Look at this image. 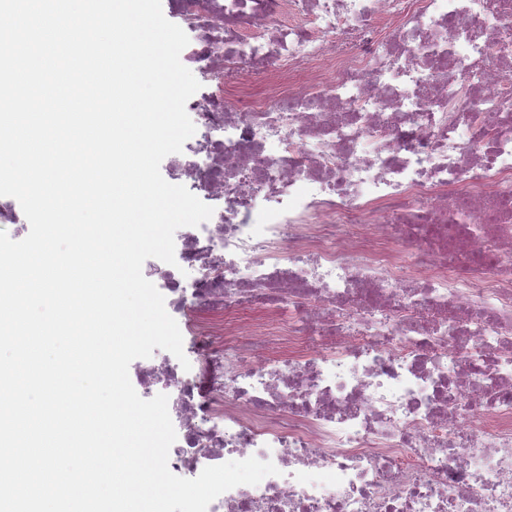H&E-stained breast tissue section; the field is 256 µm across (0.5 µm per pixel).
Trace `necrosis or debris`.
Segmentation results:
<instances>
[{
    "mask_svg": "<svg viewBox=\"0 0 512 512\" xmlns=\"http://www.w3.org/2000/svg\"><path fill=\"white\" fill-rule=\"evenodd\" d=\"M214 209L147 275L170 470L208 512H512V0H172Z\"/></svg>",
    "mask_w": 512,
    "mask_h": 512,
    "instance_id": "obj_1",
    "label": "necrosis or debris"
}]
</instances>
